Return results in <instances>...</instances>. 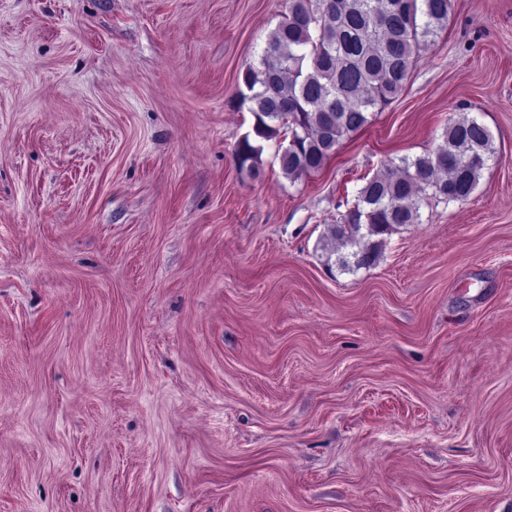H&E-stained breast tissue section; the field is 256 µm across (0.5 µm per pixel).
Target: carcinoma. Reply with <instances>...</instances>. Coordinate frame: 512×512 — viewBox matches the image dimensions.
<instances>
[{
    "instance_id": "obj_1",
    "label": "carcinoma",
    "mask_w": 512,
    "mask_h": 512,
    "mask_svg": "<svg viewBox=\"0 0 512 512\" xmlns=\"http://www.w3.org/2000/svg\"><path fill=\"white\" fill-rule=\"evenodd\" d=\"M451 0H288V13L257 62L242 72L238 106L251 131L234 162L255 175L263 143L280 136L282 173L294 181L320 171L342 142L405 89L421 42L448 25ZM496 158L493 135L476 118L451 120L438 148L384 166L359 190L358 202L328 227L342 252L336 264L373 266L393 226L416 224L421 202L463 201Z\"/></svg>"
}]
</instances>
